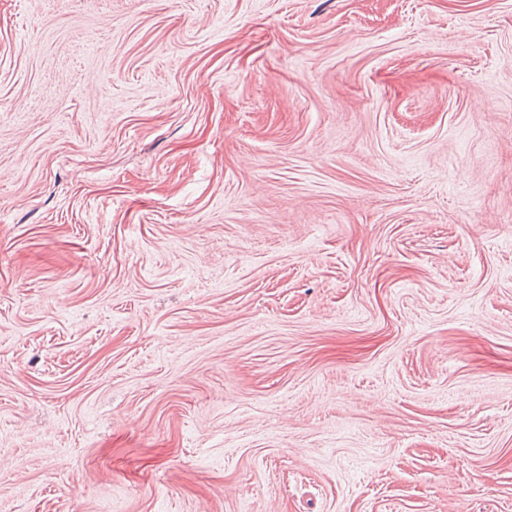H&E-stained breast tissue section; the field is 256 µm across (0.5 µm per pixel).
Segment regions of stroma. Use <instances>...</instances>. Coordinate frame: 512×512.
Wrapping results in <instances>:
<instances>
[{
  "label": "stroma",
  "mask_w": 512,
  "mask_h": 512,
  "mask_svg": "<svg viewBox=\"0 0 512 512\" xmlns=\"http://www.w3.org/2000/svg\"><path fill=\"white\" fill-rule=\"evenodd\" d=\"M0 512H512V0H0Z\"/></svg>",
  "instance_id": "35a3bbf8"
}]
</instances>
